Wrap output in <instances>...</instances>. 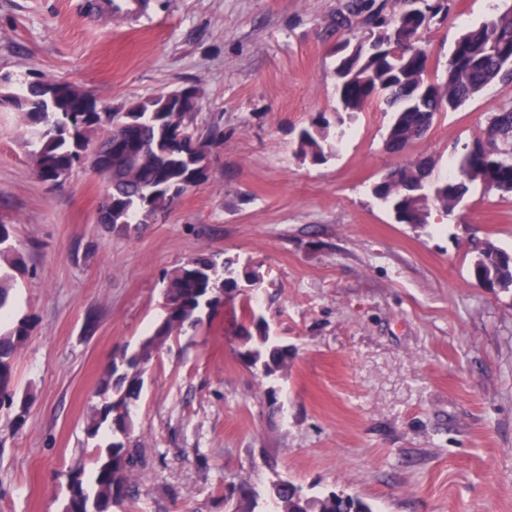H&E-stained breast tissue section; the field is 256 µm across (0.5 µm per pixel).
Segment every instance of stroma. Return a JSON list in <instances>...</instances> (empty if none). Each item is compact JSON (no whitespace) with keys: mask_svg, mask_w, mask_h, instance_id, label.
<instances>
[{"mask_svg":"<svg viewBox=\"0 0 512 512\" xmlns=\"http://www.w3.org/2000/svg\"><path fill=\"white\" fill-rule=\"evenodd\" d=\"M142 18L95 24L84 0H0V75L40 71L118 108L164 88L201 90L218 125L207 182L152 224L97 221L89 169L50 184L30 133L0 105V222L23 259L13 318L26 424H0V512H59L71 471H91L85 417L119 349L156 327L166 273L204 254L258 272L213 318L171 337L131 407L142 459L114 512H271L273 489L358 496L375 512H512V290L471 273L481 240L512 250V193L475 187L453 214L396 223L371 187L400 158L391 113L336 109L345 0H147ZM503 0H455L423 36L445 65L466 27ZM495 84L441 113L410 150L446 173L492 108ZM345 136L324 164L298 153L317 115ZM255 298L287 369L240 360Z\"/></svg>","mask_w":512,"mask_h":512,"instance_id":"obj_1","label":"stroma"}]
</instances>
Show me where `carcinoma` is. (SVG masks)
Wrapping results in <instances>:
<instances>
[{
	"label": "carcinoma",
	"mask_w": 512,
	"mask_h": 512,
	"mask_svg": "<svg viewBox=\"0 0 512 512\" xmlns=\"http://www.w3.org/2000/svg\"><path fill=\"white\" fill-rule=\"evenodd\" d=\"M450 10L447 0H350L347 12L339 16L341 25L349 30L360 26L366 36L356 53L336 68L337 103L344 112H362L374 101L393 110L385 147L403 160L373 184L372 193L401 213L402 224H427L434 207L454 212L475 184L512 192L511 100L494 107L484 133L462 145L448 177L434 174L431 158L408 156L440 113L458 109L492 84L512 83L511 6L462 33L442 74H431L423 34L445 20ZM21 89L26 109L20 115L35 138L30 156L38 178L57 184L87 163L106 165L110 188L99 205L102 224L153 223L206 177L212 150L224 140L219 127L202 126L199 113L167 111L168 94H184L200 104L196 86L161 89L106 112L82 88L42 73L30 74ZM328 126L320 114L300 132V154L314 165L329 157ZM93 142L97 151L90 154ZM223 266L221 274L213 257L198 255L165 275L164 317L138 349H124L112 359L97 390L98 400L86 416L88 437H96L106 425L112 440L95 447L90 474L77 470L70 475L60 512H112L134 500L132 478L141 460L129 445L124 418L143 388L139 365L148 363L171 336L223 307L224 295L237 288L233 263ZM472 273L509 290L512 253L491 242L476 252ZM244 311L249 324L240 325L241 335L253 346L238 351L239 357L263 366L267 375L285 367L286 350L269 344L249 304ZM30 331L26 318L0 331V411L15 428L25 424L28 403L17 400L14 358ZM275 497L278 512H373L356 496H307L289 482L275 486Z\"/></svg>",
	"instance_id": "1"
}]
</instances>
